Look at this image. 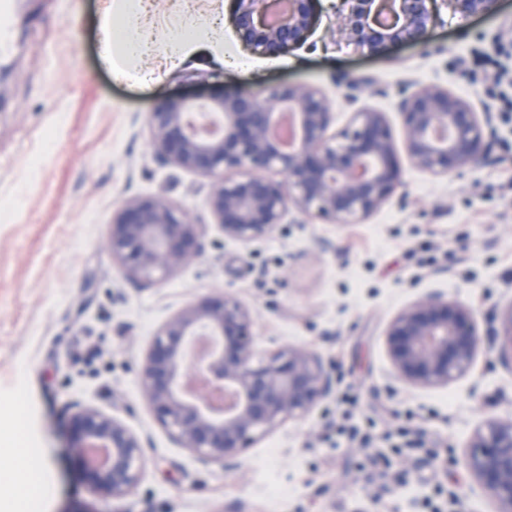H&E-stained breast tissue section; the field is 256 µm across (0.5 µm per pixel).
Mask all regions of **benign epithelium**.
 I'll list each match as a JSON object with an SVG mask.
<instances>
[{
	"mask_svg": "<svg viewBox=\"0 0 512 512\" xmlns=\"http://www.w3.org/2000/svg\"><path fill=\"white\" fill-rule=\"evenodd\" d=\"M455 13L487 15L500 0H342L340 37L378 51L427 44L436 2ZM234 0L239 43L261 55H285L315 26L314 0ZM404 149L411 165L434 177L475 170L488 142L464 98L438 85L404 91ZM325 94L283 84L264 93L227 90L172 97L149 113L150 144L162 167L212 179L209 207L221 234L249 243L270 237L290 209L339 224L377 212L402 183L385 113L355 112L339 134ZM106 248L127 281L158 285L206 252V232L185 208L163 195L125 199L112 215ZM499 364L512 371V300L496 314ZM251 309L223 291L191 301L154 334L139 383L161 425L182 448L225 471L238 454L287 420L335 396L336 380L319 353L289 346L256 360ZM396 377L439 388L465 375L481 344L472 310L435 289L401 309L387 329ZM74 453L97 491L114 500L141 482L140 435L94 406L71 418ZM466 467L498 505L512 512V418L491 419L471 438Z\"/></svg>",
	"mask_w": 512,
	"mask_h": 512,
	"instance_id": "obj_1",
	"label": "benign epithelium"
}]
</instances>
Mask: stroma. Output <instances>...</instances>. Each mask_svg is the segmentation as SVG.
<instances>
[{"instance_id":"1","label":"stroma","mask_w":512,"mask_h":512,"mask_svg":"<svg viewBox=\"0 0 512 512\" xmlns=\"http://www.w3.org/2000/svg\"><path fill=\"white\" fill-rule=\"evenodd\" d=\"M338 0H320L306 42L273 57L244 50L231 0H153L142 19L150 51L125 60L131 80L103 64L105 13L119 0H12L14 47L0 58V432L23 425L27 469L0 440V512H19L15 487L31 469L50 485L34 512H426L456 497L462 512L496 505L465 471L472 432L512 417V372L480 348L470 371L439 388L397 379L387 328L400 309L439 288L469 306L478 331L512 299V0L497 15L447 11L428 50L380 52L340 40ZM224 16V40L209 21ZM194 17L197 52L171 63L168 41ZM489 75L465 73L486 48ZM240 58L233 70L220 59ZM204 72L228 87L311 84L329 99L334 131L353 112L385 113L403 183L369 218L338 224L290 212L269 238L225 242L168 282L133 287L105 246L112 214L130 196L165 193L220 238L208 208L210 181L159 166L149 112L189 90ZM436 84L492 116L489 161L436 178L410 164L398 109L404 85ZM235 292L253 311L254 347L267 358L290 345L323 356L336 377L328 411L284 422L243 449L239 466L200 460L162 427L138 385L158 328L187 302ZM92 405L145 442L147 465L126 498L102 497L73 455L70 419ZM407 430L422 446L395 454L386 436ZM280 483L293 493L273 502Z\"/></svg>"}]
</instances>
